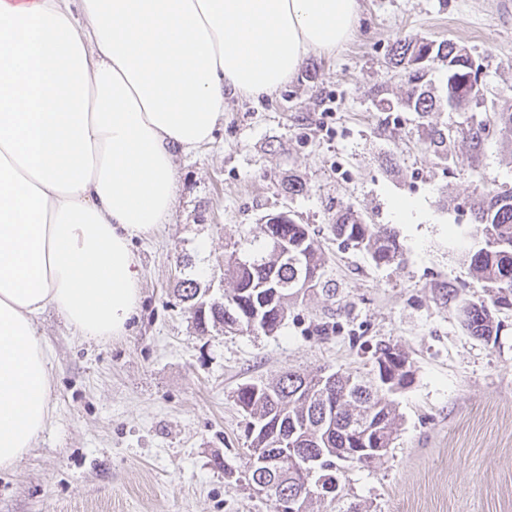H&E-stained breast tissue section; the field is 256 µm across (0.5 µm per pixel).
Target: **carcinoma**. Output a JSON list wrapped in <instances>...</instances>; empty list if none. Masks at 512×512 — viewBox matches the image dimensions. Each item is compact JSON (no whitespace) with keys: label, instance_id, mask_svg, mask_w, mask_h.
<instances>
[{"label":"carcinoma","instance_id":"1","mask_svg":"<svg viewBox=\"0 0 512 512\" xmlns=\"http://www.w3.org/2000/svg\"><path fill=\"white\" fill-rule=\"evenodd\" d=\"M447 64L445 97L456 112L484 109L480 88L473 86L474 60L457 43L414 37L397 39L389 62L408 71L412 89L401 106L424 118L435 111L440 100L422 89L420 82L428 63ZM497 131L512 136V90H500L492 105ZM484 120L470 122L469 146L482 152L486 142ZM425 144L441 157H448L453 141L448 130L431 126ZM470 211L480 235L478 249L468 253L472 273L487 284L486 298L462 306L463 322L469 333L487 342L498 336L496 314L512 308V190L497 191L485 184L475 188ZM331 231L347 247L363 251L377 264L400 262L403 246L393 229L369 224L354 210L336 213ZM263 238L236 244L227 263L232 284L224 302L213 303L199 319L224 326L228 332L276 331L288 308L311 292H331L324 280L327 257L310 234L308 225L290 221L262 225ZM178 296L197 305L194 280L180 281ZM409 357L396 346L384 345L375 352L373 376L339 372L322 379V374L286 371L274 382L257 380L242 384L236 400L249 421L257 424L250 437L251 448H272L281 438L294 436L298 447L322 456V474L340 482L341 464H369L355 455L358 448L390 447L398 414L389 395L411 382ZM281 473L267 475L251 470L249 481L256 486L273 484L272 495L300 488L289 462H281Z\"/></svg>","mask_w":512,"mask_h":512}]
</instances>
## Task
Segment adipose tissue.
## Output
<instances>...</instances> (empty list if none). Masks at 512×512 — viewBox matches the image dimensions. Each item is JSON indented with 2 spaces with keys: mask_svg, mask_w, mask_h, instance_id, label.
Listing matches in <instances>:
<instances>
[{
  "mask_svg": "<svg viewBox=\"0 0 512 512\" xmlns=\"http://www.w3.org/2000/svg\"><path fill=\"white\" fill-rule=\"evenodd\" d=\"M361 0H0V469L51 418L54 308L86 339L140 305L132 242L168 223L177 160L232 96L286 85L331 54Z\"/></svg>",
  "mask_w": 512,
  "mask_h": 512,
  "instance_id": "obj_1",
  "label": "adipose tissue"
}]
</instances>
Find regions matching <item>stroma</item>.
<instances>
[{
	"mask_svg": "<svg viewBox=\"0 0 512 512\" xmlns=\"http://www.w3.org/2000/svg\"><path fill=\"white\" fill-rule=\"evenodd\" d=\"M362 6L346 45L309 54L272 96L228 100L213 141L179 159L170 223L133 244L141 300L127 335L85 340L44 313L51 423L17 469L0 471V512H273L247 483L237 388L288 369L365 373L382 343L402 349L414 375L393 395L386 454L345 468L346 500L363 512H512V309L498 313L494 343L461 321L463 303L485 293L464 260L476 245L467 201L480 173L512 187V137L475 155L458 132L437 157L427 126L465 114L399 108L408 75L388 63L397 38L450 39L489 87H512V0ZM377 89L394 111H378ZM289 176L302 193L282 192ZM401 199L414 206L405 218ZM347 207L393 228L402 261L379 266L344 248L330 225ZM282 211L322 245L334 294L292 305L269 335L201 331L178 281L195 280L200 301L223 300L226 255Z\"/></svg>",
	"mask_w": 512,
	"mask_h": 512,
	"instance_id": "35a3bbf8",
	"label": "stroma"
}]
</instances>
